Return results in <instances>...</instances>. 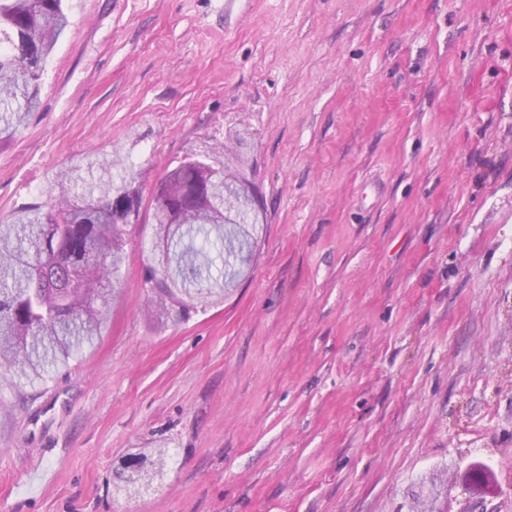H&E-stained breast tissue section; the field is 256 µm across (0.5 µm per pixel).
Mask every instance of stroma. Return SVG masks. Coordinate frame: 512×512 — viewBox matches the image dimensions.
<instances>
[{
	"label": "stroma",
	"instance_id": "obj_1",
	"mask_svg": "<svg viewBox=\"0 0 512 512\" xmlns=\"http://www.w3.org/2000/svg\"><path fill=\"white\" fill-rule=\"evenodd\" d=\"M0 222L60 172L249 145L223 299L162 306L150 211L102 334L0 368V512H512V0H66ZM171 450L157 492L113 494ZM484 462L478 496L446 466ZM165 455V452H160L158 457L154 460L144 456L132 458L120 469L115 471V478L118 479V475L122 472L130 471V474L135 472L137 478L141 480H151L163 470Z\"/></svg>",
	"mask_w": 512,
	"mask_h": 512
}]
</instances>
